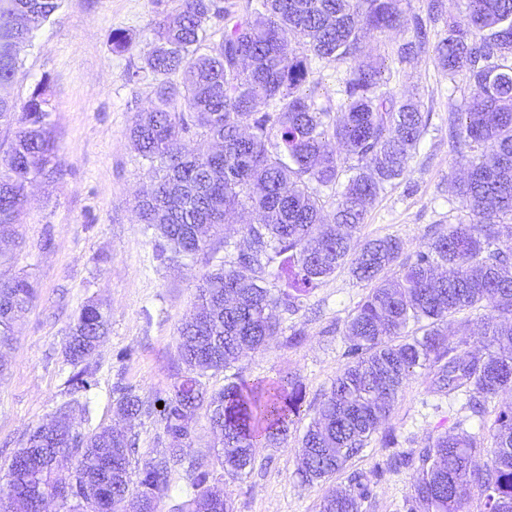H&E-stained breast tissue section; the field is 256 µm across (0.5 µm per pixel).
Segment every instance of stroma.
I'll use <instances>...</instances> for the list:
<instances>
[{
	"label": "stroma",
	"mask_w": 512,
	"mask_h": 512,
	"mask_svg": "<svg viewBox=\"0 0 512 512\" xmlns=\"http://www.w3.org/2000/svg\"><path fill=\"white\" fill-rule=\"evenodd\" d=\"M177 7L178 0H63L36 31L12 81L0 85V95L21 104L48 80L58 141L57 178L29 186L21 243L0 265V278L24 271L37 283V298L11 341L9 370L0 377V476L29 429L49 421L62 405H70L85 430L118 423L120 387L133 389L152 408L133 423L138 459L162 448L154 407L178 379V327L193 307L195 285L218 261L234 260L243 242L241 225L256 220L247 212L229 216L228 246L205 250L188 266L160 263L138 221L137 198L150 176L128 129L154 96L156 80L141 69L154 28ZM115 30L133 35L132 51H113ZM410 37L406 27L379 38L372 49L391 72L396 93L418 91L429 123L405 178L379 196L360 230L364 239L399 238L405 261L449 225L468 219L451 189L464 160L449 136L451 116L468 88L438 66L432 48L399 63L397 48ZM366 293L348 268L338 269L281 314L266 349L236 364L235 373L248 381L295 371L305 386L287 440L259 449L247 477L225 476L205 415L194 418L191 452L210 469L215 485L229 492L233 512H318L323 494L346 487L350 472H369L393 452L419 453L441 434L477 429L480 419L465 399L435 393L431 376L422 374L405 384L389 419L343 471L320 484L300 482L298 440L347 361L344 326ZM89 301L109 312L110 333L95 356L97 387L74 393L63 351L72 316ZM418 474L414 463L376 479L363 512H400Z\"/></svg>",
	"instance_id": "1"
}]
</instances>
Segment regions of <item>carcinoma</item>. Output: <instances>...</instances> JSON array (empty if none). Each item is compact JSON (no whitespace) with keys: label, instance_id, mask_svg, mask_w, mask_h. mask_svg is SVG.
<instances>
[{"label":"carcinoma","instance_id":"cac0c4a2","mask_svg":"<svg viewBox=\"0 0 512 512\" xmlns=\"http://www.w3.org/2000/svg\"><path fill=\"white\" fill-rule=\"evenodd\" d=\"M61 3L0 0V83L14 77L34 28ZM405 4L256 0L239 15L220 0H179L178 10L157 23L142 66L156 77L154 98L129 128L153 180L138 210L157 258L194 260L224 233L226 212L238 207L260 222L241 227L247 254L201 276L193 310L178 328L182 371L159 410L167 446L144 461L138 479H132L131 431L101 426L85 433L64 406L32 428L14 455L0 483V512H41L51 492L66 512H79L89 491L94 512H119L129 498L149 507L180 472L192 493L175 512H231L229 496H201L210 471L190 453L191 422L205 410L219 436L224 474L234 480L251 472L258 449L287 439L304 399L300 376L237 378L217 392L203 382L209 372H226L263 349L279 329L277 310L294 306L293 295L266 284L263 273L275 264L288 266L289 287L297 292L345 265L370 285L344 327L348 361L301 438L303 483L325 481L357 456L422 371L448 395L488 400L512 392V0H466L463 19L448 21L434 46L448 75L462 73L473 87L452 134L459 152L472 153L466 175L453 181L470 221L449 225L392 279L383 273L398 263L402 243L358 236L370 206L404 177L429 122L420 99L397 96L382 63L365 57L370 40L401 30ZM443 15V0H429L426 17L412 16V39L397 49L400 61L430 43L432 24ZM216 21L224 22V32L209 45ZM111 45L125 52L134 38L115 30ZM315 59L350 64L334 108L317 102ZM51 112L49 84L41 81L0 158V237L20 223L27 185L55 178ZM195 135L203 141L191 143ZM329 141L340 150L327 149ZM326 190L336 197L328 213ZM35 298L29 274L0 279V348ZM480 307L489 310L478 327L482 354H460L443 325ZM109 330L110 315L93 302L72 317L65 346L66 361L77 368L72 389L95 385L92 360ZM117 404L127 419L143 413L144 401L130 390ZM489 432L493 457L482 466L480 439L466 430L444 433L424 448L403 512H466L474 494L483 512H512L511 403L495 411ZM61 453L77 463L67 477L53 479ZM407 463L393 454L371 476L352 475L346 490L323 495L319 512H362L371 477Z\"/></svg>","mask_w":512,"mask_h":512}]
</instances>
